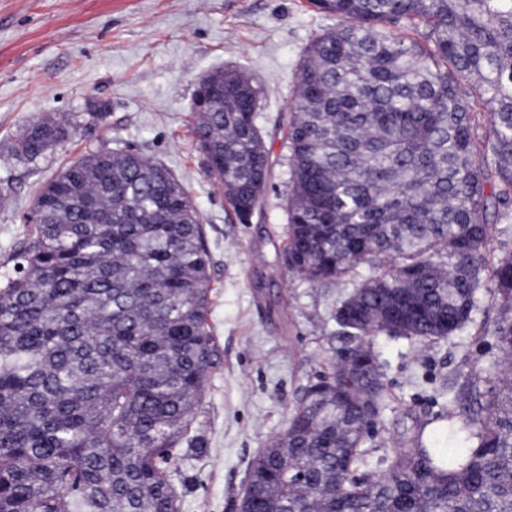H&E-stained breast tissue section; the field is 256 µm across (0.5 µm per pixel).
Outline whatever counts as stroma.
Wrapping results in <instances>:
<instances>
[{"mask_svg": "<svg viewBox=\"0 0 512 512\" xmlns=\"http://www.w3.org/2000/svg\"><path fill=\"white\" fill-rule=\"evenodd\" d=\"M336 24L309 0H0V278L43 183L100 149L164 163L202 217L220 361L192 425L203 451L174 462L181 512H235L251 459L347 344L336 309L367 270L312 283L290 275L280 255L290 170L279 127L305 46ZM228 68L263 92L259 127L272 159L262 209L247 224L226 206L191 132L198 81ZM63 115L80 124L74 138L34 161L16 154L33 120ZM507 313L501 294L484 288L458 335L375 339L386 401L365 443L371 469L438 427L447 406L464 411L454 399L461 387L486 389L488 372L512 367L492 335Z\"/></svg>", "mask_w": 512, "mask_h": 512, "instance_id": "stroma-1", "label": "stroma"}]
</instances>
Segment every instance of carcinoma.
<instances>
[{"mask_svg": "<svg viewBox=\"0 0 512 512\" xmlns=\"http://www.w3.org/2000/svg\"><path fill=\"white\" fill-rule=\"evenodd\" d=\"M338 23L306 46L285 137L282 248L312 283L369 267L337 309L372 338L432 342L465 329L495 224L512 218V0H311ZM423 30V41L406 30ZM192 131L236 218L261 208L270 154L262 92L238 74ZM492 155L477 153L476 109ZM79 124L42 117L18 137L35 160ZM39 222L0 282V512H181L174 455L218 361L202 219L161 163L99 150L38 194ZM512 299V260L490 279ZM512 353V318L493 331ZM489 399L361 479L386 386L344 356L305 388L250 462L251 512H512V395Z\"/></svg>", "mask_w": 512, "mask_h": 512, "instance_id": "1", "label": "carcinoma"}]
</instances>
